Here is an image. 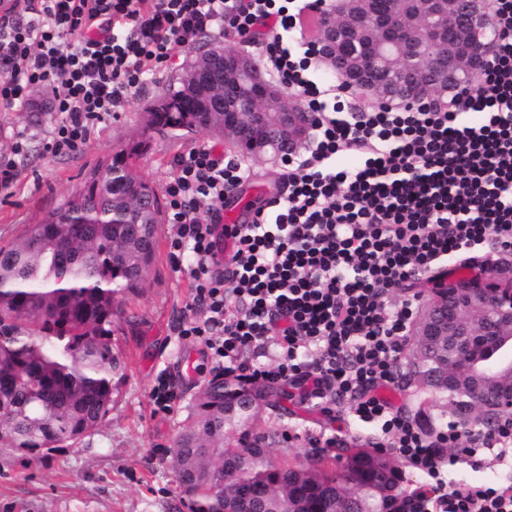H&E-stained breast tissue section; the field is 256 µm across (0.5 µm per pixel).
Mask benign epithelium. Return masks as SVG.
Returning <instances> with one entry per match:
<instances>
[{"instance_id": "benign-epithelium-1", "label": "benign epithelium", "mask_w": 512, "mask_h": 512, "mask_svg": "<svg viewBox=\"0 0 512 512\" xmlns=\"http://www.w3.org/2000/svg\"><path fill=\"white\" fill-rule=\"evenodd\" d=\"M394 15H378L374 0H334L320 21L316 55L325 71L346 90L364 99L389 98L390 86L378 79L382 70L409 78L405 104L439 103L448 96L442 75L462 78L457 90L467 94L489 65L488 34L496 31L490 0H402ZM364 40L372 54L342 55L350 42ZM224 71V92L235 96L234 108L215 94L208 73ZM194 94L200 111L223 117L224 147L253 158L272 151L287 160L306 143L315 114L298 102H287V90L268 81L261 59L239 43L202 56L195 64ZM416 336L412 367L417 382L429 389L440 379L461 380L454 405L458 421L477 416L497 419L512 414V360L497 372L478 368L480 357L493 347L512 351V265L463 281L435 284L426 306L411 325ZM453 347L452 364L443 369L432 358L444 343Z\"/></svg>"}]
</instances>
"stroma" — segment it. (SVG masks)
<instances>
[{
    "label": "stroma",
    "instance_id": "1",
    "mask_svg": "<svg viewBox=\"0 0 512 512\" xmlns=\"http://www.w3.org/2000/svg\"><path fill=\"white\" fill-rule=\"evenodd\" d=\"M218 40L201 35L188 46L174 47L160 70L130 95L117 116L98 125L80 153L55 156L45 150L57 114L49 108L55 90L35 88L23 107L0 105V155L13 157L19 171L15 183L0 190V246L18 241L31 225L40 223L82 184L87 172L125 146L139 145L132 162L143 180L167 200L174 175L173 158L194 148L221 145L219 136L200 132L188 137L147 129V109L176 84L198 52ZM26 149L13 154L17 139ZM251 178L238 186L234 197L261 189L263 199L280 196L284 163L269 154L250 161ZM174 230L160 223L155 258L144 273L137 294L119 298L112 318V346L125 371L112 396V410L102 424L75 445L31 455L0 447V512H189L172 464L175 439L187 424L201 390L215 375L202 347L179 336L177 319L192 298L188 264H175L170 243ZM197 354L194 378L182 377L179 355ZM174 383L180 400L174 413L154 412L149 393L158 375ZM336 421L292 397L279 406L256 408L247 425L228 426L224 442L237 446L255 436L266 437L269 459L298 462L314 455L306 440L290 438V431L326 429L338 444L372 442L375 431L353 423L346 406Z\"/></svg>",
    "mask_w": 512,
    "mask_h": 512
}]
</instances>
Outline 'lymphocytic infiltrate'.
Returning a JSON list of instances; mask_svg holds the SVG:
<instances>
[{
    "instance_id": "1",
    "label": "lymphocytic infiltrate",
    "mask_w": 512,
    "mask_h": 512,
    "mask_svg": "<svg viewBox=\"0 0 512 512\" xmlns=\"http://www.w3.org/2000/svg\"><path fill=\"white\" fill-rule=\"evenodd\" d=\"M325 3L13 0L0 16V103L22 106L30 87L58 85L45 149L75 154L173 47L206 31L242 37L265 26L274 77L316 115V147L289 161L284 197L235 225L225 275L213 261L219 205L250 171L209 147L175 156L172 258L189 257L192 305L203 313L182 319L179 335L202 344L225 377L288 385L328 417L347 405L427 479L399 512H512V484L444 476L448 464L476 466L487 453L512 460V417L488 432L455 423L429 431L380 395L398 385L414 282L512 249V0H493L499 41L477 91L444 107L382 104L350 115L335 87L308 75L315 48L301 18ZM396 292L404 300L390 303ZM270 339L280 349L271 364L258 354Z\"/></svg>"
}]
</instances>
